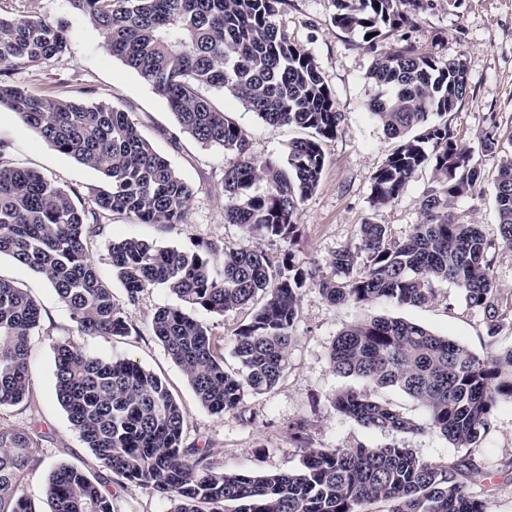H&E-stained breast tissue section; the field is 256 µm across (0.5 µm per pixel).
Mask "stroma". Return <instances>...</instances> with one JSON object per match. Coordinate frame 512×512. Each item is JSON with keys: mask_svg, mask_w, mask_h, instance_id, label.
<instances>
[{"mask_svg": "<svg viewBox=\"0 0 512 512\" xmlns=\"http://www.w3.org/2000/svg\"><path fill=\"white\" fill-rule=\"evenodd\" d=\"M424 2L426 10L415 26L399 29L372 51L366 49L359 33L336 27L337 0H284L280 7L281 28L314 58L343 114L336 138L325 145L321 181L300 208L299 236L292 246L299 265L311 269L316 277L332 276L333 253L343 246H357L358 227L365 221L387 225L394 237L406 236L420 221L422 192L431 179L430 170H423L393 203L379 209L370 204L372 178L395 147L382 125L364 109L376 92L366 77L374 53L389 51L404 39L427 53L461 52L469 93L447 116L458 144L478 147L481 137L494 129L501 151L512 149V0ZM18 11L61 21L68 42L63 54L16 69L12 80L42 96L84 99L131 112L154 148L192 188L186 223L141 224L122 214L106 213L100 218L101 235L88 245L100 276L124 305L133 326L129 335H78L68 309L44 275L9 257L0 258V277L28 289L41 309L40 326L31 343L29 395L19 404L0 407L1 422L20 430L35 425L46 434L22 481L23 492L36 512H50L44 490L56 464H74L93 473L101 469L55 394L54 348L70 340L94 355L132 361L164 379L184 411V446L206 449L217 471L300 469L303 450L291 438L288 425L304 418L315 448L377 447L394 442L432 462L470 455L484 479L468 485V494L484 501L487 512H512L511 403L498 404L481 444L467 452L432 432L411 436L367 430L338 413L331 403L336 392L352 388L391 402L419 422L427 420L421 403L403 392L345 378L332 369L329 351L333 340L344 327L359 321L402 318L463 343L482 356L512 348V247L500 241L491 192L456 199L453 212L460 223L480 225L492 244L490 255L507 303L497 331L489 330L482 313L470 308L461 290L450 283L439 284L435 299L423 307L388 302L336 306L310 283L300 291L296 342L287 373L271 391L246 395L239 412L212 414L197 401L182 370L152 330L154 313L177 305L176 296L155 287L145 290L136 304H126L125 291L112 273L107 245L136 237L179 250L213 243L270 255L278 252L279 245L247 237L239 226L225 222L223 153L180 133L166 101L103 47L86 16L74 12L68 0H0L1 14ZM221 103L246 133L255 158L286 159L289 142L303 135L296 127L265 124L232 96H224ZM0 140L8 144L5 162L32 168L75 189L82 205H89L91 188L101 182L99 173L53 149L4 107H0ZM107 489L114 512H171L165 497L121 478L108 481Z\"/></svg>", "mask_w": 512, "mask_h": 512, "instance_id": "1", "label": "stroma"}]
</instances>
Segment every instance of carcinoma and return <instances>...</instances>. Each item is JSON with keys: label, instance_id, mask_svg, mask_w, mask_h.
Listing matches in <instances>:
<instances>
[{"label": "carcinoma", "instance_id": "1", "mask_svg": "<svg viewBox=\"0 0 512 512\" xmlns=\"http://www.w3.org/2000/svg\"><path fill=\"white\" fill-rule=\"evenodd\" d=\"M284 0H69L87 16L103 46L162 97L179 130L224 153L225 222L249 236L289 243L295 218L323 174L324 145L343 113L311 55L290 41L276 17ZM336 26L357 31L369 49L415 23L423 0H340ZM371 33L373 37L366 38ZM67 47L60 23L0 14V106H6L58 152L104 176L91 207L76 191L39 173L0 162V255L46 276L84 336L131 333L124 309L100 279L87 241L101 234L98 215L117 212L142 224H184L191 189L117 107L33 94L10 71L48 61ZM378 93L366 111L397 146L373 176L370 203L387 205L418 172L432 178L420 201L419 223L395 239L384 224L359 226V246L331 259L334 276L316 282L333 305L384 301L422 306L449 282L490 331L504 315L489 243L477 224H461L451 208L483 193L474 151L458 145L448 121L468 94L462 55L436 56L405 43L376 55L367 73ZM227 92L271 126L306 136L289 143L286 161L249 154L244 131L204 90ZM501 241L512 246V153L494 179ZM112 272L135 304L151 287L167 288L181 305L158 309L154 336L211 413L239 411L245 394L273 389L290 364L300 290L313 273L285 250L271 258L247 248H161L137 238L108 244ZM222 314L249 309L231 333L237 367H226L207 325L183 307ZM40 309L26 291L0 278V406L29 392L30 340ZM332 368L343 377L397 388L427 412L420 423L392 403L354 389L332 398L336 411L372 431L427 430L457 448L475 447L501 401L512 403V348L484 357L467 346L400 318L376 317L341 331L331 345ZM56 397L101 466L149 488L171 512H487L465 494L481 478L463 456L430 462L403 445L313 448L308 421L290 426L305 450L301 469L279 473L217 472L202 448L182 446L184 415L166 382L130 361L103 359L68 341L55 347ZM38 436L0 423V512H33L21 474L37 453ZM51 512H113L100 475L60 464L46 485Z\"/></svg>", "mask_w": 512, "mask_h": 512}]
</instances>
